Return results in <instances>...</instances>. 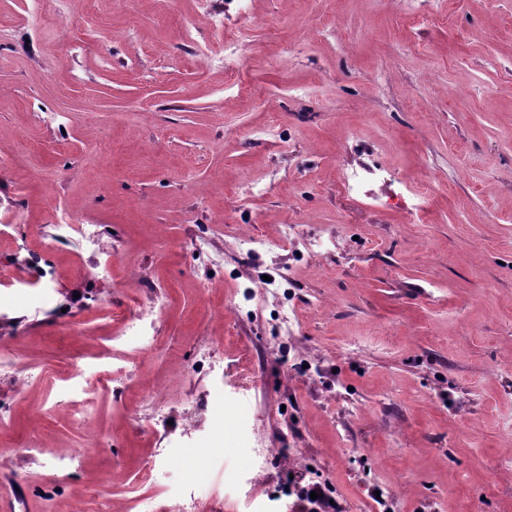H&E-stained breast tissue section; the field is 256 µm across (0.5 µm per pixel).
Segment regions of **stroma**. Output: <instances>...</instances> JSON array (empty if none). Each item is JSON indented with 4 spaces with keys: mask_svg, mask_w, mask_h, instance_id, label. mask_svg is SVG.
<instances>
[{
    "mask_svg": "<svg viewBox=\"0 0 512 512\" xmlns=\"http://www.w3.org/2000/svg\"><path fill=\"white\" fill-rule=\"evenodd\" d=\"M209 7L238 34L234 0H58L49 27L33 0H0V299L18 313L0 318V343L30 373L19 393L0 371L13 430L0 508L69 512L105 473L99 512H143L151 492L192 497L195 512H302L315 481L339 512H512V0H449L444 14L435 0H253L239 73L252 105L224 86ZM272 119L276 140L250 137ZM361 166L425 175L442 194L406 222L390 190L337 192ZM248 182L258 201L234 195ZM60 210L99 225L111 255L49 245ZM243 229L265 249L242 256ZM310 236L341 246L315 259ZM204 237L218 260L197 255ZM34 258L56 272L49 309L13 277ZM107 261L111 277H92ZM154 299L162 311L121 349L125 408L100 395L81 426L82 404L56 401L74 361L98 367L110 329L96 310ZM218 341L212 374L196 354ZM157 381L169 393L151 412ZM211 389L225 399L214 440L141 487L157 440L178 438ZM287 447L310 467L285 476L273 451ZM74 453L78 466L54 469Z\"/></svg>",
    "mask_w": 512,
    "mask_h": 512,
    "instance_id": "stroma-1",
    "label": "stroma"
}]
</instances>
